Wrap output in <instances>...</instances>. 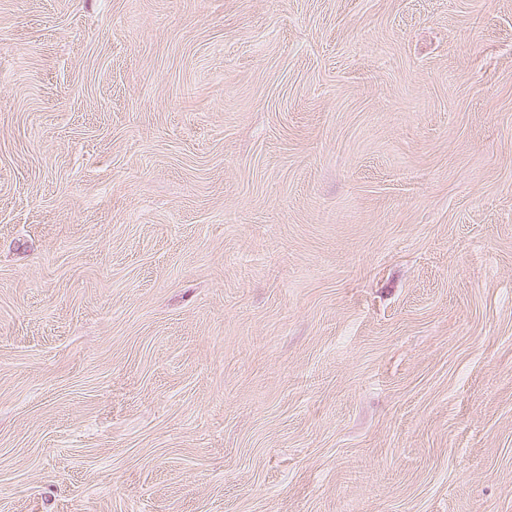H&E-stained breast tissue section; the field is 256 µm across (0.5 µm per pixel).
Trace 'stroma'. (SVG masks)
<instances>
[{
    "label": "stroma",
    "instance_id": "35a3bbf8",
    "mask_svg": "<svg viewBox=\"0 0 512 512\" xmlns=\"http://www.w3.org/2000/svg\"><path fill=\"white\" fill-rule=\"evenodd\" d=\"M0 512H512V0H0Z\"/></svg>",
    "mask_w": 512,
    "mask_h": 512
}]
</instances>
